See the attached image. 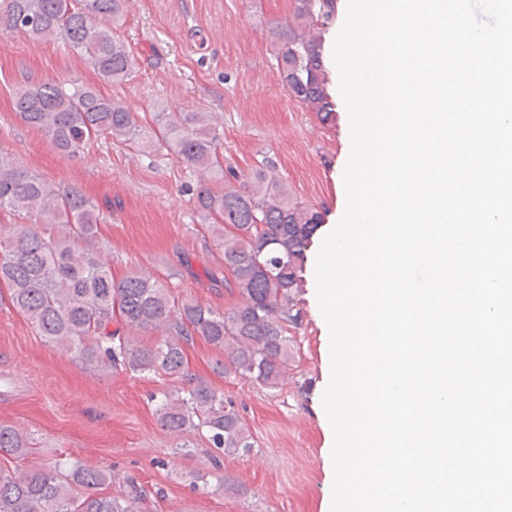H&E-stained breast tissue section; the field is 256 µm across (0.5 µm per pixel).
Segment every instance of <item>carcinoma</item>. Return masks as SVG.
Masks as SVG:
<instances>
[{
	"label": "carcinoma",
	"instance_id": "1",
	"mask_svg": "<svg viewBox=\"0 0 512 512\" xmlns=\"http://www.w3.org/2000/svg\"><path fill=\"white\" fill-rule=\"evenodd\" d=\"M128 0H0V35L62 41L78 52L95 83L38 82L15 91L13 112L44 133L54 150L75 157L98 138L137 148L166 147L200 173L195 207L222 253L213 282L233 288L239 301L224 312L178 301L166 286L138 272L117 280L95 249L99 208L74 184L51 182L0 151V212L17 222L0 227V288L12 306L52 347L98 369L182 378L184 344L199 338L218 351L224 376L275 391L288 379L289 328L303 319L296 295L303 286L307 249L323 223L321 212L292 197L274 168L244 175L224 173L220 135L208 112H158L142 124L101 85L120 84L131 72L125 44L115 36ZM336 18V0H294L288 20L268 26V47L288 94L326 124L335 119L325 33ZM158 339L139 344L132 333ZM160 426L174 434L206 433L223 453L254 447L234 403L204 383L157 400ZM31 438L0 425V452L30 453ZM117 475L75 464L49 470L0 472V512H141L143 486L125 479L117 497L96 490Z\"/></svg>",
	"mask_w": 512,
	"mask_h": 512
}]
</instances>
